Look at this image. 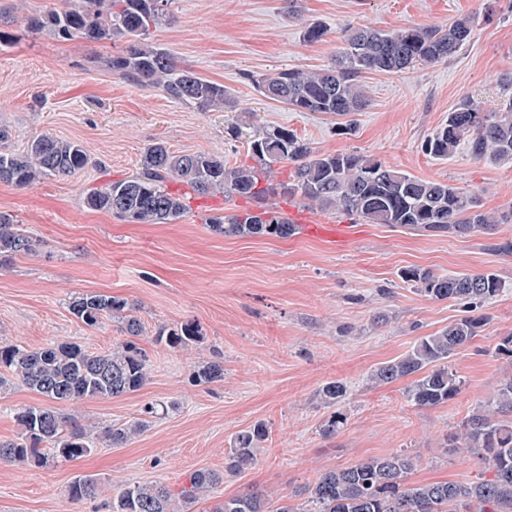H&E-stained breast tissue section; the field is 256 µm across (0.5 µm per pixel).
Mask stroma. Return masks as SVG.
Wrapping results in <instances>:
<instances>
[{
    "label": "stroma",
    "instance_id": "35a3bbf8",
    "mask_svg": "<svg viewBox=\"0 0 512 512\" xmlns=\"http://www.w3.org/2000/svg\"><path fill=\"white\" fill-rule=\"evenodd\" d=\"M487 2L299 0L295 20L287 0H172V22L152 29L153 41L181 68L224 84L236 101L235 108L204 112L113 74L105 61L119 43L59 41L28 28V16L62 8L63 0H0L10 13L0 21V128L8 134L0 144L19 153L32 136L50 133L80 142L90 158L71 177L26 187L0 182V212L40 242L36 252L0 266V344L33 349L67 341L93 353L111 350L125 340L118 324L86 326L68 301L77 293L124 298L143 325L146 385L62 412L97 435L138 417L145 403L160 406L147 430L121 447L101 443L89 456L41 470L0 461V512H109L113 497L145 483L180 492L195 471L223 470L235 435L259 421L269 437L256 465L225 477L212 501L256 488L276 505L319 473L399 450L417 461L413 483L487 476L485 464L464 459L445 439L512 372V359L495 352L512 333V254L498 249L512 242V223L486 236L435 237L365 224L281 194L275 203L285 216L308 218L297 234L227 238L209 229L207 217L251 208L250 200L193 194L172 179L166 188L185 195L187 211L171 224H130L81 200L84 190L136 174L155 142L242 162L258 130L285 126L321 151L372 156L475 191L484 210L511 209L512 164L473 160L463 147L445 160L422 150L460 100L493 111L503 81L512 78V0H498L488 24L481 20ZM466 13L480 22L452 61L364 76L369 105L356 114L350 135L339 133L338 118L295 111L248 81L282 69L327 68L351 23L392 30L412 22L444 25ZM312 22L326 26L324 41L304 40L303 26ZM231 126L239 136L227 135ZM338 228L345 235L339 244L329 236ZM411 267L491 271L505 283L477 310L487 319L479 336L452 360L462 391L436 407L409 403L406 381H369L376 367L467 314L458 302L420 295L402 277ZM187 321L203 329L198 347L174 351L156 343L159 327ZM201 360L221 361L223 382L194 385L191 373ZM333 380L347 384L348 396L332 410L317 392ZM43 402L10 377L0 392V441L16 439L17 409ZM334 411L346 422L327 437L322 426ZM84 475L97 479L98 493L73 501L68 489Z\"/></svg>",
    "mask_w": 512,
    "mask_h": 512
}]
</instances>
